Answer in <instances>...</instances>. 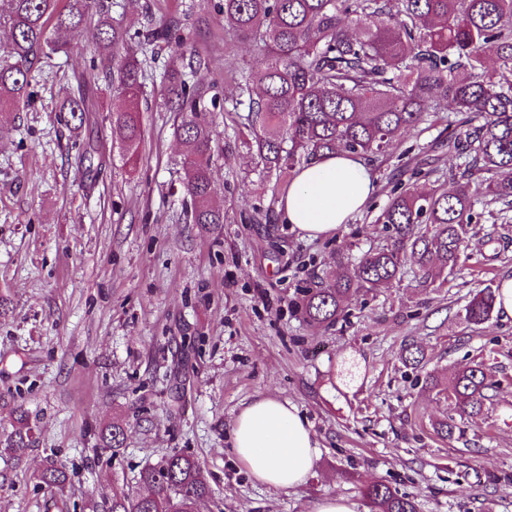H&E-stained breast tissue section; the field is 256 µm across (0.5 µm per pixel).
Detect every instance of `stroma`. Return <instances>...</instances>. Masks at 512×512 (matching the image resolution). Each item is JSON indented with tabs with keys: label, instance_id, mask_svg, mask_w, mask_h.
<instances>
[{
	"label": "stroma",
	"instance_id": "stroma-1",
	"mask_svg": "<svg viewBox=\"0 0 512 512\" xmlns=\"http://www.w3.org/2000/svg\"><path fill=\"white\" fill-rule=\"evenodd\" d=\"M106 2L133 33L178 23L208 60L193 79L224 102L205 115L224 222L205 232L186 219L180 119L162 105L164 44L143 47L132 162L112 131L108 51L80 41L35 66L29 104L0 112V397L35 428L32 447L10 458L0 408V512H89L174 452L194 457L211 489L198 512H313L333 495L372 512L364 491L376 482L417 512H512V319L474 327L462 316L478 290L512 275V223L483 221L443 284L406 274L349 300L329 327L297 309L338 262L389 244L374 218L392 187L416 170L421 189L446 179L460 163L448 139L465 125L441 112L402 133L370 167L366 207L334 236L303 238L279 217L288 175L265 172L239 126V78L265 49L225 29L222 0ZM78 92L90 112L76 130L58 107ZM88 146L102 161L91 178L77 162ZM411 345L425 354L415 369L401 360ZM479 358L496 369L493 401L442 438L433 425L450 403L427 377ZM260 397L295 404L318 444L312 475L289 493L254 481L232 450L234 418ZM110 422L125 429L116 452L98 435ZM50 459L71 474L63 491L35 480Z\"/></svg>",
	"mask_w": 512,
	"mask_h": 512
}]
</instances>
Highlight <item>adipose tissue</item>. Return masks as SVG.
<instances>
[{"instance_id": "ef3b65f1", "label": "adipose tissue", "mask_w": 512, "mask_h": 512, "mask_svg": "<svg viewBox=\"0 0 512 512\" xmlns=\"http://www.w3.org/2000/svg\"><path fill=\"white\" fill-rule=\"evenodd\" d=\"M374 191L361 161L329 155L312 161L292 178L280 203L282 223L307 239H325L359 212ZM232 448L257 482L279 492L300 487L317 458L308 422L287 401L261 397L246 405L231 426Z\"/></svg>"}]
</instances>
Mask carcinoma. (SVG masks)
Listing matches in <instances>:
<instances>
[{"label": "carcinoma", "mask_w": 512, "mask_h": 512, "mask_svg": "<svg viewBox=\"0 0 512 512\" xmlns=\"http://www.w3.org/2000/svg\"><path fill=\"white\" fill-rule=\"evenodd\" d=\"M99 8L96 26L88 24ZM224 27L237 36L264 43L270 58L255 75L243 77L248 97L243 125L248 146L268 171L294 174L330 153L378 158L401 132L426 121L429 103L467 115L469 132L457 142L465 155L452 174V187L419 190L402 183L374 223L388 226L390 245L364 253L310 289L301 310L312 326H329L342 317L345 303L403 275L411 263L435 282L453 271L472 225L484 216L512 222V0H223ZM358 27L350 33L348 22ZM0 27L9 39L0 45V112L27 102L30 77L41 59L67 51L72 39L88 38L105 50L123 51L109 75L125 102L112 112L124 156L137 158L142 139L144 59L129 46L127 31L98 0H0ZM172 47L162 78L165 106L181 117L185 146L182 186L189 221L204 228L224 223L213 204L212 131L202 118L204 91L185 72L184 48L190 36L175 23L147 34ZM493 55L497 67L486 65ZM66 122L81 127L85 97L70 95L61 104ZM495 311V289L480 290L464 306L474 326ZM431 388L446 394L459 417L483 414L496 387L484 361L456 370L447 381L429 376ZM13 432L5 451L20 457L34 443V428L20 406L10 408ZM124 428L114 423L102 433L112 451L120 449ZM48 488L68 481L62 467L48 464L35 475ZM142 490L116 489L105 512H197L211 494L198 461L174 452L144 467ZM366 497L376 512H416L415 502L385 483H374Z\"/></svg>", "instance_id": "carcinoma-1"}]
</instances>
